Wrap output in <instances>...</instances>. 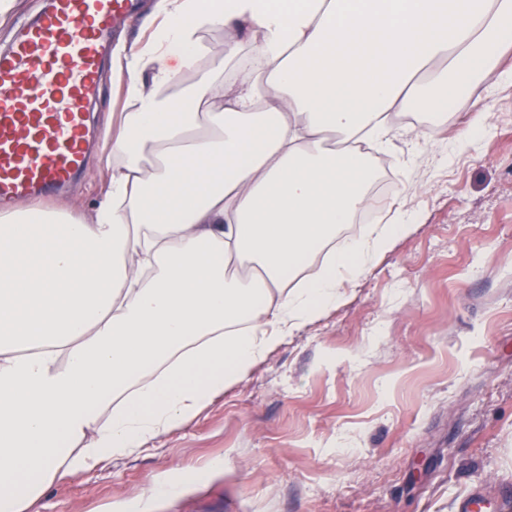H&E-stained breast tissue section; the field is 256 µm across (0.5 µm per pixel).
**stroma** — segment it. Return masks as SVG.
<instances>
[{"mask_svg":"<svg viewBox=\"0 0 512 512\" xmlns=\"http://www.w3.org/2000/svg\"><path fill=\"white\" fill-rule=\"evenodd\" d=\"M478 88L483 134L465 138L462 103L373 148L393 180L371 211L414 224L336 305L189 423L53 482L38 512H457L472 490L512 487V86ZM129 109L104 69L87 167L49 208L90 216Z\"/></svg>","mask_w":512,"mask_h":512,"instance_id":"obj_1","label":"stroma"}]
</instances>
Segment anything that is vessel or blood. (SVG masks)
I'll return each mask as SVG.
<instances>
[{
    "instance_id": "vessel-or-blood-1",
    "label": "vessel or blood",
    "mask_w": 512,
    "mask_h": 512,
    "mask_svg": "<svg viewBox=\"0 0 512 512\" xmlns=\"http://www.w3.org/2000/svg\"><path fill=\"white\" fill-rule=\"evenodd\" d=\"M136 0H49L0 52V202L64 191L87 159V107L99 88L107 40ZM457 512H512V491L480 493Z\"/></svg>"
}]
</instances>
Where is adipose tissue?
<instances>
[{
    "mask_svg": "<svg viewBox=\"0 0 512 512\" xmlns=\"http://www.w3.org/2000/svg\"><path fill=\"white\" fill-rule=\"evenodd\" d=\"M152 44L112 57L131 105L90 219L0 212V512L190 422L366 275L410 223L306 260L367 202L361 139L469 102L512 46V0H154ZM248 47L199 69L200 33ZM178 58L194 69L172 95Z\"/></svg>",
    "mask_w": 512,
    "mask_h": 512,
    "instance_id": "1",
    "label": "adipose tissue"
}]
</instances>
